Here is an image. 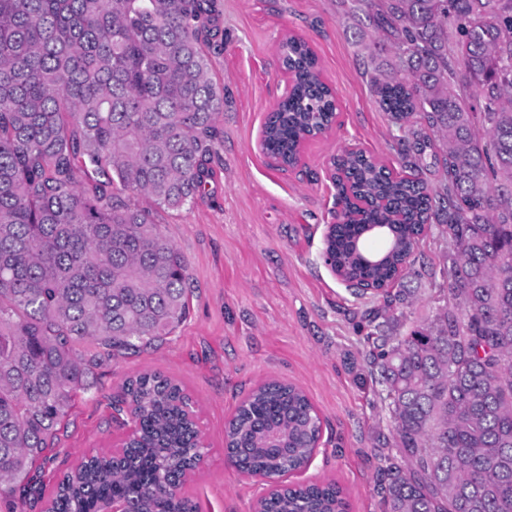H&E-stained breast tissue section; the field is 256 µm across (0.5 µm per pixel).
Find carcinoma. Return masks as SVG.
<instances>
[{"label":"carcinoma","mask_w":512,"mask_h":512,"mask_svg":"<svg viewBox=\"0 0 512 512\" xmlns=\"http://www.w3.org/2000/svg\"><path fill=\"white\" fill-rule=\"evenodd\" d=\"M212 0H0V496L50 448L82 354L135 352L171 335L191 295L185 259L156 208L194 203L211 177L224 90L202 50ZM393 53L369 82L404 132L410 177L373 158L339 156L343 208L324 241L351 290L400 286L428 224H444L448 305L403 336L368 335L370 373L399 439L384 456L385 512H512V0H380L366 14ZM457 39L448 46V26ZM294 75L266 132L294 164L327 127L336 99L307 42L290 38ZM483 99L475 116L469 95ZM442 172L440 186L424 179ZM139 427L114 464L91 456L58 483L52 512H196L180 495L202 458L191 401L167 376L126 381ZM321 418L297 387L270 381L237 408L224 437L232 463L265 476L309 464ZM409 463L405 471L397 462ZM258 512H346L336 485L267 495Z\"/></svg>","instance_id":"1"}]
</instances>
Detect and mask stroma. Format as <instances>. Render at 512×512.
Wrapping results in <instances>:
<instances>
[{
    "mask_svg": "<svg viewBox=\"0 0 512 512\" xmlns=\"http://www.w3.org/2000/svg\"><path fill=\"white\" fill-rule=\"evenodd\" d=\"M213 19L216 34L204 50L224 89L213 176L193 205L153 213L188 265L189 313L163 341L92 366L89 390L76 395L54 447L29 473L25 512H44L58 481L85 456L121 448L133 428L118 409L123 385L153 371L179 382L194 402L203 461L181 494L199 512H255L266 496L264 482L228 461L224 429L267 381L298 387L322 421L318 452L294 483L334 482L348 512H385L380 456L395 435L363 343L370 326L362 313L376 301L354 298L321 252L336 221L330 160L339 149L355 146L404 173L399 130L376 104L366 73L390 55L370 50L364 14H350L341 0H214ZM291 37L317 55L340 111L330 130L303 144L297 166L281 168L259 137L288 91L281 52ZM451 250L444 225H430L417 250L427 273L414 281L413 300L392 309L403 327L445 307Z\"/></svg>",
    "mask_w": 512,
    "mask_h": 512,
    "instance_id": "obj_1",
    "label": "stroma"
}]
</instances>
